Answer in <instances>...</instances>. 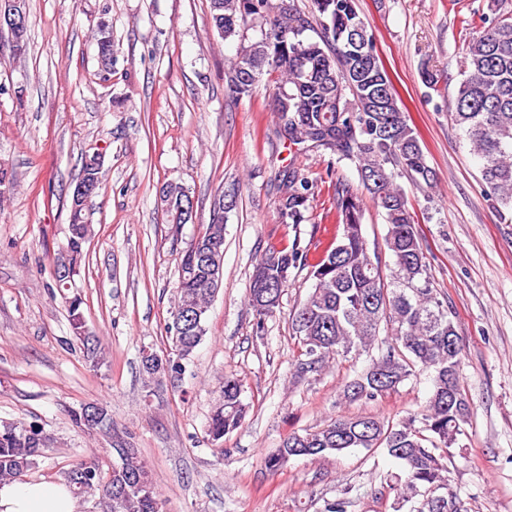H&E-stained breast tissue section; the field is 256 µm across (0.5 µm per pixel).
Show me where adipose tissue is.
<instances>
[{
    "label": "adipose tissue",
    "instance_id": "ef3b65f1",
    "mask_svg": "<svg viewBox=\"0 0 512 512\" xmlns=\"http://www.w3.org/2000/svg\"><path fill=\"white\" fill-rule=\"evenodd\" d=\"M0 512H79L77 498L64 483L0 484Z\"/></svg>",
    "mask_w": 512,
    "mask_h": 512
}]
</instances>
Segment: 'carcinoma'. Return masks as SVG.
<instances>
[{
	"mask_svg": "<svg viewBox=\"0 0 512 512\" xmlns=\"http://www.w3.org/2000/svg\"><path fill=\"white\" fill-rule=\"evenodd\" d=\"M303 12L295 0H210L209 23L224 39H238V48L225 72L236 96L250 93L263 74L275 77L273 112L280 134L294 145L340 150L357 163L359 184L336 186V210L342 224L318 257L293 242L291 247L264 254L255 266L248 294L257 324H263L279 303L269 285L287 286L291 270L307 267L313 291L299 304L291 319L306 359L298 372L320 368L331 355L346 356L369 349L387 333L386 351L347 382L343 396L374 401L412 376L416 367L432 371V390L424 407L392 423L379 417H338L324 427L292 432L264 459L277 472L294 457H322L352 448L382 449L404 467V482L397 491L409 500L425 490L418 512H461L457 499L438 493L446 486L448 450L457 442L469 416V400L460 383L462 344L453 312L433 287L421 237L409 201L397 179L405 177L418 189L436 181L427 164L418 133L381 62L373 33L358 12L357 0H312ZM482 30L461 51L462 79L454 97L453 121L465 136L472 154L482 160L481 176L490 199L512 210V16H481ZM259 28L251 39L247 30ZM99 53L112 64L109 26L98 29ZM309 179L294 169L283 172L278 184L277 209L285 224L308 220L314 192ZM385 214L384 237L395 266L391 282H384L379 265L368 254L364 234V196ZM67 250L73 266L83 258L91 234L85 216L69 218ZM202 241L224 240V223L202 225ZM213 292L207 274L198 270L192 280L182 278L172 322L167 333L172 351L142 363L155 379L176 372L172 353L187 360L203 337L189 327V315L207 320ZM74 338L86 346L94 366L105 357L88 335L82 300L67 301ZM239 381L224 377V396L213 409L208 435L218 442L237 429L245 417ZM121 451L119 462L108 454L83 460L66 473L77 496L100 492L103 512H160L159 493L148 466L125 432L112 426L110 417L93 426ZM53 438L34 422L0 423V481L21 479L51 450Z\"/></svg>",
	"mask_w": 512,
	"mask_h": 512,
	"instance_id": "carcinoma-1",
	"label": "carcinoma"
}]
</instances>
